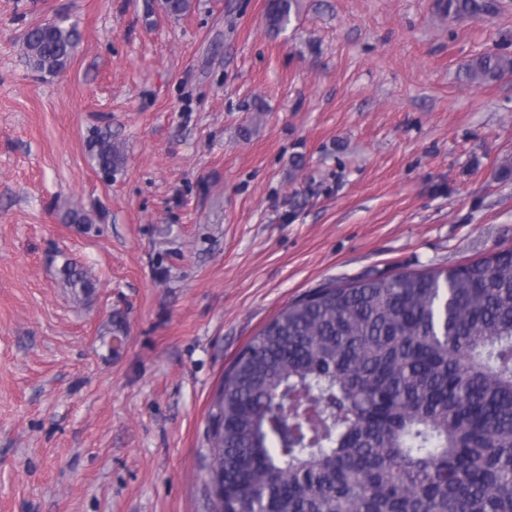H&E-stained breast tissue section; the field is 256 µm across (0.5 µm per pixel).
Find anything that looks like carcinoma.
Instances as JSON below:
<instances>
[{"mask_svg":"<svg viewBox=\"0 0 512 512\" xmlns=\"http://www.w3.org/2000/svg\"><path fill=\"white\" fill-rule=\"evenodd\" d=\"M297 0H271L270 31ZM497 0H440L441 20ZM80 32L59 18L24 35L57 74ZM471 82L512 77L487 52ZM93 159L122 162L102 136ZM65 283H94L73 259ZM209 512H512V250L470 263L331 282L285 306L224 371L209 407Z\"/></svg>","mask_w":512,"mask_h":512,"instance_id":"obj_1","label":"carcinoma"}]
</instances>
